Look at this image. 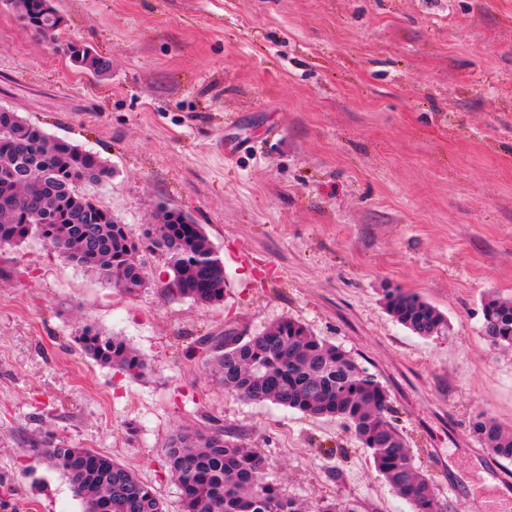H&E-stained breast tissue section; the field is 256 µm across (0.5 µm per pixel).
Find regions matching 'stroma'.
<instances>
[{
  "label": "stroma",
  "instance_id": "35a3bbf8",
  "mask_svg": "<svg viewBox=\"0 0 512 512\" xmlns=\"http://www.w3.org/2000/svg\"><path fill=\"white\" fill-rule=\"evenodd\" d=\"M59 38L109 57L97 77L0 5V107L111 168L98 203L142 235L162 209L203 225L224 300L128 295L36 240L0 251V512H84L60 470L31 464L54 434L131 468L178 512L164 448L218 428L306 505L411 512L345 424L225 393L193 354L291 317L387 388L391 420L447 512L512 501L469 423L512 428V348L481 334L512 299V0H53ZM443 312L448 337L394 321L384 291ZM118 336L141 378L76 336ZM453 474L464 496L449 495Z\"/></svg>",
  "mask_w": 512,
  "mask_h": 512
}]
</instances>
